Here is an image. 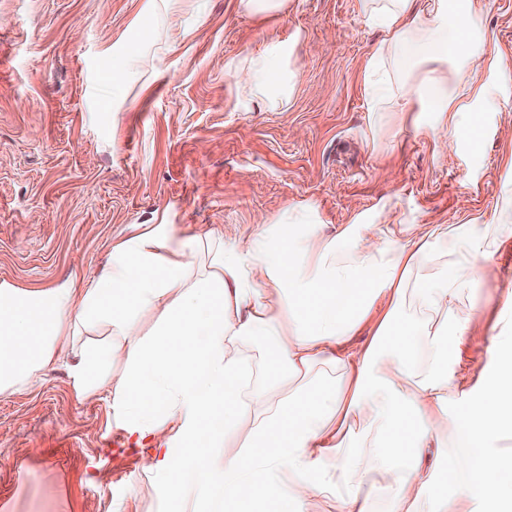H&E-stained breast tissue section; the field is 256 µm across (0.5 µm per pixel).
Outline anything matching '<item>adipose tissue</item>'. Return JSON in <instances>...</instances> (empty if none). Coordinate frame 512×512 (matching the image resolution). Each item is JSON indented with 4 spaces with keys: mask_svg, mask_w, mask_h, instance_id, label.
Segmentation results:
<instances>
[{
    "mask_svg": "<svg viewBox=\"0 0 512 512\" xmlns=\"http://www.w3.org/2000/svg\"><path fill=\"white\" fill-rule=\"evenodd\" d=\"M380 33L368 54L363 89L371 120L411 102L425 104L441 148L459 132L457 93L485 63L470 45L479 24L473 0L449 12L448 0H361ZM465 54L447 75L449 47ZM147 45L129 41L113 66L112 105L140 79ZM296 41L249 53L235 77L251 103L284 105L294 87L288 62ZM277 240L256 234L233 249L206 235L180 236L158 224L112 247L83 287L64 281L23 288L0 281V394L39 383L41 372L70 351L77 397L112 393V411L136 441L166 434L148 465L163 476L169 501L185 481L200 489L206 512H301L318 494L335 495L339 512H368L369 491L392 490L390 512H411L434 495L436 512H459L447 483L433 485V463L459 454L451 470L465 497L512 502V479L483 439L512 433V369L481 379L484 397L444 435L456 395V363L470 320L459 311L463 288L480 281L497 240L472 224H423L375 232L350 224L326 237L302 225L304 208L286 214ZM420 313L410 341L379 357L376 339L406 300ZM158 312L150 338L141 317ZM374 343H347L364 324ZM72 337L69 349L61 337ZM265 336L276 344L280 391L255 377L243 349ZM128 366L112 375V359ZM231 454L216 452L220 445ZM292 482H284L282 473Z\"/></svg>",
    "mask_w": 512,
    "mask_h": 512,
    "instance_id": "obj_1",
    "label": "adipose tissue"
}]
</instances>
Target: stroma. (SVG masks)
<instances>
[{"label": "stroma", "instance_id": "stroma-1", "mask_svg": "<svg viewBox=\"0 0 512 512\" xmlns=\"http://www.w3.org/2000/svg\"><path fill=\"white\" fill-rule=\"evenodd\" d=\"M475 2L487 61L455 115L460 142L442 151L418 103L371 125L362 73L380 34L359 0H289L286 14L266 17L207 0L200 23L176 13L161 63L144 60L117 112L106 77L130 30L150 27L147 0H0V281L84 285L112 246L156 224L223 237L229 249L274 235L295 207H313L330 236L361 217L512 225L501 196L512 187V0ZM296 33L290 102L241 107L227 63ZM511 290L506 237L458 302L471 329L447 426L501 356ZM70 361L0 394V512H202L190 481L168 505L164 478L146 468L152 449L130 444L108 392L76 398Z\"/></svg>", "mask_w": 512, "mask_h": 512}]
</instances>
